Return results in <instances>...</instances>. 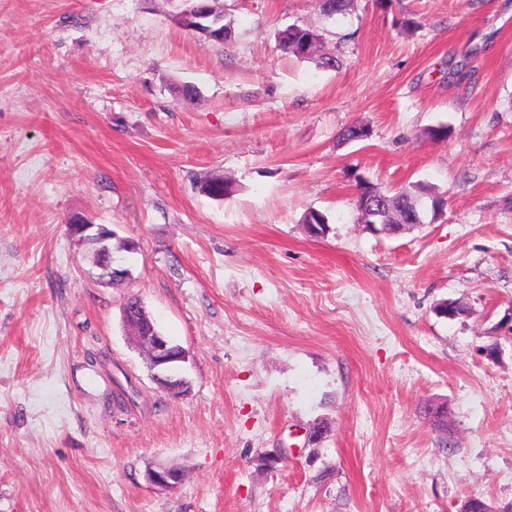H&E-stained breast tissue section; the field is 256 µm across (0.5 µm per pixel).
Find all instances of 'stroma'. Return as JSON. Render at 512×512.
Returning a JSON list of instances; mask_svg holds the SVG:
<instances>
[{
  "mask_svg": "<svg viewBox=\"0 0 512 512\" xmlns=\"http://www.w3.org/2000/svg\"><path fill=\"white\" fill-rule=\"evenodd\" d=\"M216 5L224 44L174 23L185 0H0V512L512 505V0ZM292 24L339 69L282 51ZM360 176L444 210L373 235ZM74 216L137 241L124 281ZM130 295L185 350L184 396L131 344ZM67 230L74 240L96 251L98 258L95 267L99 270L100 280L110 281L127 275L122 272L125 267L112 252L109 241L112 239L113 230L108 225L89 224L79 218H73L70 224H67ZM183 474V469L177 465H159L149 467L145 478L156 490L169 492L180 484Z\"/></svg>",
  "mask_w": 512,
  "mask_h": 512,
  "instance_id": "obj_1",
  "label": "stroma"
}]
</instances>
